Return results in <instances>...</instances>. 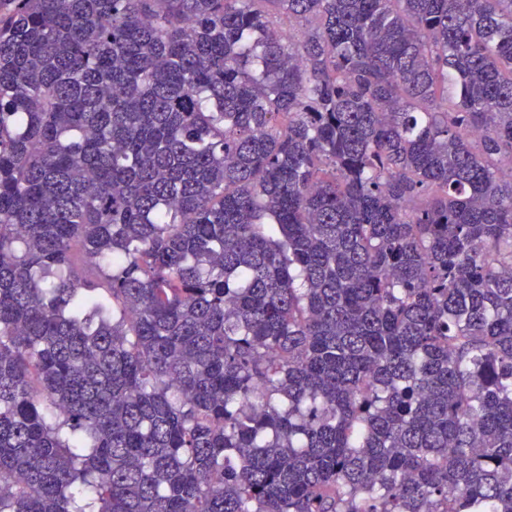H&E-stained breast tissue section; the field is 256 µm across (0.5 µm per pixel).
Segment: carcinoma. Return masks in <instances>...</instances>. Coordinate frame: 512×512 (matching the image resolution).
Instances as JSON below:
<instances>
[{
	"mask_svg": "<svg viewBox=\"0 0 512 512\" xmlns=\"http://www.w3.org/2000/svg\"><path fill=\"white\" fill-rule=\"evenodd\" d=\"M0 512H512V0H0Z\"/></svg>",
	"mask_w": 512,
	"mask_h": 512,
	"instance_id": "cac0c4a2",
	"label": "carcinoma"
}]
</instances>
